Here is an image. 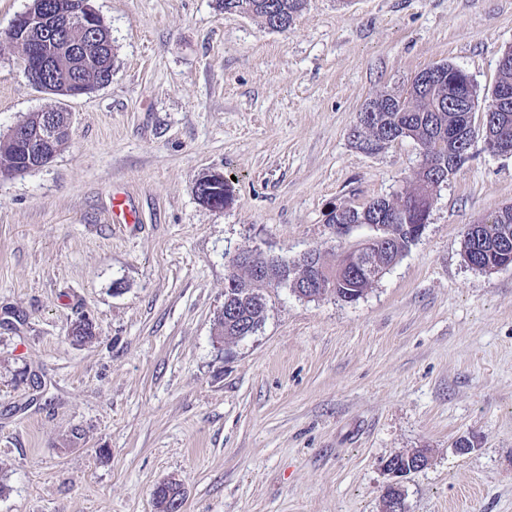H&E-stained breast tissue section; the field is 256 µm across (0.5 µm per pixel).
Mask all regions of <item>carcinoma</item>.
<instances>
[{
	"label": "carcinoma",
	"instance_id": "cac0c4a2",
	"mask_svg": "<svg viewBox=\"0 0 512 512\" xmlns=\"http://www.w3.org/2000/svg\"><path fill=\"white\" fill-rule=\"evenodd\" d=\"M306 0H219V6L227 13L255 16L265 26L279 22L284 30L303 10ZM41 14L47 15L68 10L74 0H38ZM41 66L44 85L39 90L58 93L64 83L75 88L106 85L112 79V37L103 21L94 28L81 29L72 26L53 46V51L37 60ZM442 74L436 86L421 90L413 86L406 95L389 98L373 118L365 122L367 141L357 140L364 150L379 152L391 143L411 138L423 142L428 149V161L442 163L457 171L468 160V154L458 148L448 149V132L462 129L465 113L458 111L457 103L448 99V83L463 80L467 73L458 67L442 63L430 66ZM29 168L26 149L7 138L0 139V174L24 173ZM442 184L432 173L417 171L412 191L395 199L379 198L361 207L342 208L331 217L334 224H385L387 239L374 243L369 254L370 265L386 268L395 264L408 250L411 239L404 227L408 224H427L432 207L433 192ZM465 258L480 267H494L512 260V218L503 223L498 214L470 224L464 232ZM269 265V259L249 254L245 263L230 269L228 277L236 282L232 291L224 292V318L218 321L217 336L234 339L244 335L251 327L259 325L266 311L263 293L252 280L255 267ZM324 279L330 292L344 302L358 300L375 279L367 272L350 265L343 267L339 259L329 263L321 259ZM179 487L166 483L153 492L158 512H169L168 495L180 496Z\"/></svg>",
	"mask_w": 512,
	"mask_h": 512
}]
</instances>
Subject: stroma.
<instances>
[{"instance_id":"stroma-1","label":"stroma","mask_w":512,"mask_h":512,"mask_svg":"<svg viewBox=\"0 0 512 512\" xmlns=\"http://www.w3.org/2000/svg\"><path fill=\"white\" fill-rule=\"evenodd\" d=\"M29 3L0 0V137L50 108L72 124L45 167L0 176V512H158L163 482L183 512H381L386 461L419 448L408 512H512V266L463 250L512 205V155L475 139L357 301L275 285L254 333L216 340L233 254L371 236L330 211L403 195L422 155L360 149V112L437 63L489 92L512 0H307L282 31L217 0H91L112 79L75 99L30 85L6 38ZM211 171L233 180L220 211L195 192ZM111 213L113 224L134 228L138 224V211L131 196L124 190H112Z\"/></svg>"}]
</instances>
